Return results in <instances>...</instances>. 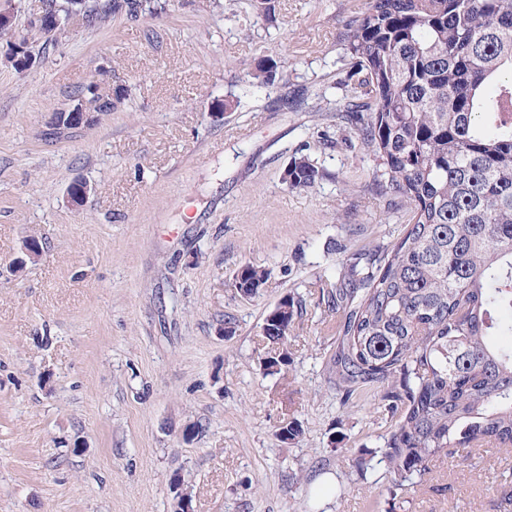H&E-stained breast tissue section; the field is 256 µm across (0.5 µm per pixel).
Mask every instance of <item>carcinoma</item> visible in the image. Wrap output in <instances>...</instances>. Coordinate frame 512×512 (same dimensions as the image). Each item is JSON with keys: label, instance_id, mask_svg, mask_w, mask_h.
I'll return each mask as SVG.
<instances>
[{"label": "carcinoma", "instance_id": "1", "mask_svg": "<svg viewBox=\"0 0 512 512\" xmlns=\"http://www.w3.org/2000/svg\"><path fill=\"white\" fill-rule=\"evenodd\" d=\"M55 33L74 21L100 26L167 11V0H42ZM348 117L376 162L373 185L407 206L403 236L358 254L326 289L341 315L329 367L345 398L373 388L392 421L381 448L356 458L389 476L395 500L424 483L433 462L488 446L512 450V0H367L346 24ZM266 55L249 86L275 83ZM120 98L87 84L72 99L97 113ZM324 169L302 155L281 174L312 188ZM267 270L246 265L235 287L257 293ZM298 302L283 298L264 318L279 346L264 370L288 367Z\"/></svg>", "mask_w": 512, "mask_h": 512}]
</instances>
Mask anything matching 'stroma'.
Listing matches in <instances>:
<instances>
[{"label":"stroma","mask_w":512,"mask_h":512,"mask_svg":"<svg viewBox=\"0 0 512 512\" xmlns=\"http://www.w3.org/2000/svg\"><path fill=\"white\" fill-rule=\"evenodd\" d=\"M0 38V512H512V454L435 462L393 501L360 449L390 430L371 389L342 401L329 360L336 313L320 291L360 250L405 231L374 163L338 119L345 20L365 0H170L167 14L71 24L3 60L41 0H14ZM277 52L283 79L244 75ZM125 99L96 125L41 132L92 80ZM307 93L299 111L283 94ZM305 155L326 178L290 190ZM92 187L78 206L71 182ZM40 254L12 272L24 241ZM270 276L252 298L234 275ZM302 305L291 363L265 374L267 313ZM235 323L223 335L225 317ZM303 428L282 442L288 421Z\"/></svg>","instance_id":"35a3bbf8"}]
</instances>
